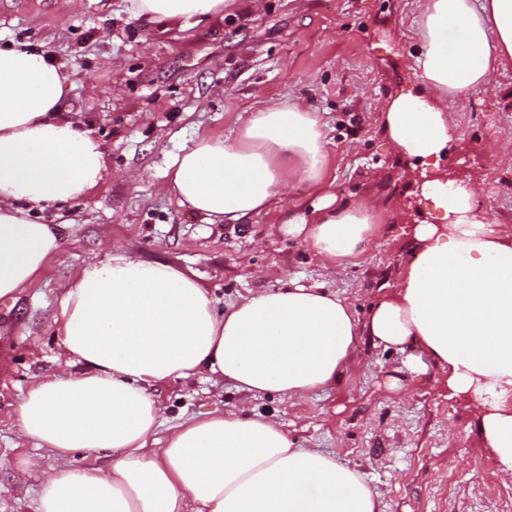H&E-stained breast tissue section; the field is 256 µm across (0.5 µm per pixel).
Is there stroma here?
<instances>
[{
	"mask_svg": "<svg viewBox=\"0 0 512 512\" xmlns=\"http://www.w3.org/2000/svg\"><path fill=\"white\" fill-rule=\"evenodd\" d=\"M414 0H227L222 14L164 25L135 17L124 0H0V42L45 49L70 73L67 108L101 141L109 174L58 211L64 243L41 277L0 298V512H33L41 470L52 459L26 436L19 406L40 377L63 370L57 325L61 286L106 249L194 273L226 308L296 278L335 292L359 320L404 276L414 225L428 209L415 163L392 149L383 105L407 92L417 55ZM496 93L470 90L453 104L457 127L432 176L482 181L475 199L489 220L512 225V67L496 70ZM304 100L329 140L328 189L339 199L401 200L367 237L354 264L325 265L285 233L274 208L244 224H209L180 207L167 171L199 137L233 139L240 120ZM363 361L336 387L295 400L246 396L198 374L153 387L163 427L218 411L274 417L304 448L356 467L384 512H512L477 418L449 399L435 373L416 377L404 353L356 337ZM42 467L18 481L14 464Z\"/></svg>",
	"mask_w": 512,
	"mask_h": 512,
	"instance_id": "1",
	"label": "stroma"
}]
</instances>
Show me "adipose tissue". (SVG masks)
Returning <instances> with one entry per match:
<instances>
[{
  "instance_id": "ef3b65f1",
  "label": "adipose tissue",
  "mask_w": 512,
  "mask_h": 512,
  "mask_svg": "<svg viewBox=\"0 0 512 512\" xmlns=\"http://www.w3.org/2000/svg\"><path fill=\"white\" fill-rule=\"evenodd\" d=\"M157 22L204 19L225 0H126ZM423 92L385 105L396 152L439 155L453 136L451 97L491 89L512 65V0H417ZM72 82L42 48L0 47V298L30 285L59 250L63 225L41 211L74 202L106 172L93 129L61 114ZM328 141L301 102L250 113L234 141L201 137L171 162L180 206L210 224H243L280 205L288 188L317 191L286 207L289 235L323 264L358 257L376 230L371 201L325 188ZM423 194L443 224H420L407 273L359 322L336 294L297 280L217 310L182 268L135 250L88 262L62 287L56 321L66 372L37 381L19 410L24 434L53 463L34 512H383L361 473L293 441L277 420L209 412L159 437L150 386L206 373L236 390L292 400L358 368L354 340L407 352L413 373L442 369L449 397L475 401L481 433L512 480V226L478 214L475 193L439 180ZM106 461L74 465L75 452Z\"/></svg>"
}]
</instances>
